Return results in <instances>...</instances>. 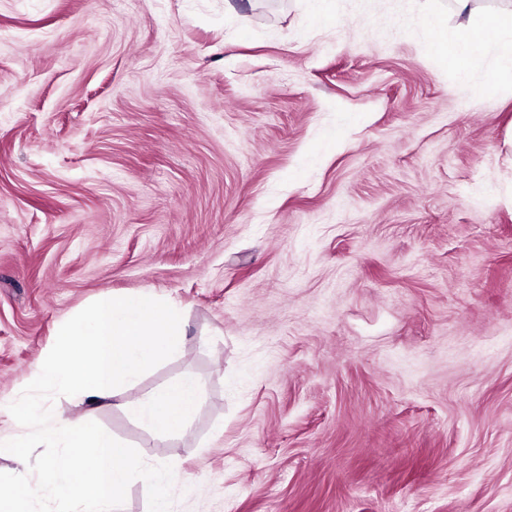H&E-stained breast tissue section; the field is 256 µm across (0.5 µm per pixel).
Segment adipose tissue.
I'll list each match as a JSON object with an SVG mask.
<instances>
[{"label":"adipose tissue","instance_id":"1","mask_svg":"<svg viewBox=\"0 0 512 512\" xmlns=\"http://www.w3.org/2000/svg\"><path fill=\"white\" fill-rule=\"evenodd\" d=\"M452 2L456 14L467 15L469 22L450 31L439 14H424L423 26L434 33L433 52L464 76L468 73L469 60L494 49L499 76L512 80V0L482 16L476 13L474 0Z\"/></svg>","mask_w":512,"mask_h":512}]
</instances>
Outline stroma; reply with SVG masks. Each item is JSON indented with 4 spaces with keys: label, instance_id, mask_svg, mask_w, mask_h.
<instances>
[{
    "label": "stroma",
    "instance_id": "stroma-1",
    "mask_svg": "<svg viewBox=\"0 0 512 512\" xmlns=\"http://www.w3.org/2000/svg\"><path fill=\"white\" fill-rule=\"evenodd\" d=\"M0 0V428L105 293L181 309L170 512H512V89L449 0Z\"/></svg>",
    "mask_w": 512,
    "mask_h": 512
}]
</instances>
